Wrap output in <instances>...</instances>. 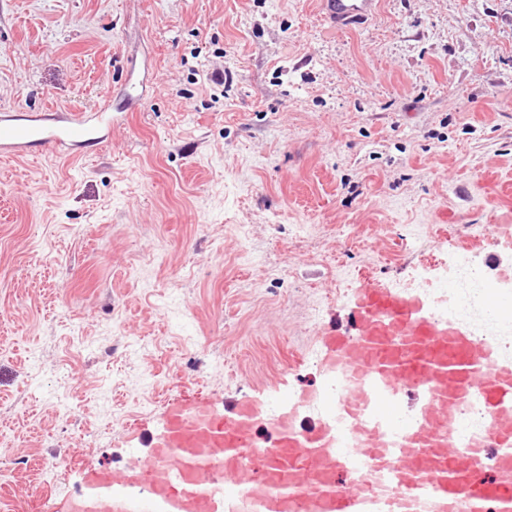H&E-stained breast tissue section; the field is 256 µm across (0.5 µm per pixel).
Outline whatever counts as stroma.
<instances>
[{
  "label": "stroma",
  "mask_w": 512,
  "mask_h": 512,
  "mask_svg": "<svg viewBox=\"0 0 512 512\" xmlns=\"http://www.w3.org/2000/svg\"><path fill=\"white\" fill-rule=\"evenodd\" d=\"M317 7L0 0V109L114 116L77 160L0 162V512L122 468L147 398L324 387L307 354L361 279L492 251L512 296V0ZM325 17L341 25L361 23L373 15L376 0H321Z\"/></svg>",
  "instance_id": "1"
}]
</instances>
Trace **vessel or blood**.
Returning <instances> with one entry per match:
<instances>
[{
	"label": "vessel or blood",
	"mask_w": 512,
	"mask_h": 512,
	"mask_svg": "<svg viewBox=\"0 0 512 512\" xmlns=\"http://www.w3.org/2000/svg\"><path fill=\"white\" fill-rule=\"evenodd\" d=\"M376 0H321L342 25L373 15ZM101 107L0 111V157L45 148L57 156L106 140ZM338 388L292 397L265 419L252 402L224 411L211 396H170L148 456L119 470L84 467L57 512H512V362L428 298L363 279L343 328L321 334ZM323 405L312 425L296 411ZM488 411L483 432L457 431L461 411ZM489 456L493 465L479 466Z\"/></svg>",
	"instance_id": "1"
}]
</instances>
